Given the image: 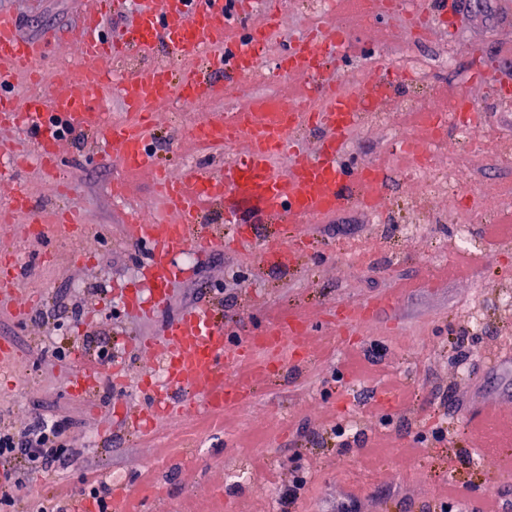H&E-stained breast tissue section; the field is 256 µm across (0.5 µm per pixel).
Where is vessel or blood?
I'll return each mask as SVG.
<instances>
[{
  "instance_id": "1",
  "label": "vessel or blood",
  "mask_w": 512,
  "mask_h": 512,
  "mask_svg": "<svg viewBox=\"0 0 512 512\" xmlns=\"http://www.w3.org/2000/svg\"><path fill=\"white\" fill-rule=\"evenodd\" d=\"M115 6V0H93L86 9L80 61L69 77L68 92L48 101L33 98L22 113L15 110L11 97L1 94L0 124L37 129L38 157L46 171L56 167L61 140L53 134L52 123L58 120L103 145L125 172L152 176L166 215L147 219L138 214L127 228L135 242L155 251L146 267L151 308L167 306L168 285L177 275L172 258L193 244L205 207L220 211L232 198L249 204L252 214L267 222L288 223V233L267 235L259 247L261 264L284 272L295 257L300 225L357 203L376 204L374 190L388 181V172L369 164L345 173L339 163L340 141L388 97L392 84L380 73L365 94L355 95L325 79L327 47L348 45L349 29L322 27L280 55L279 70L304 77L303 85L290 96L288 111L272 110L264 95L254 94L244 106L223 115L207 112V105L223 99L260 68L257 47L265 39V29H252L239 43L231 37L232 20H246L254 9L253 0H163L159 5L141 0L134 27L112 42L100 34L101 16ZM159 41L170 49L166 59L123 73V63L132 53ZM50 43L47 37L23 36L14 14L1 10L0 79L39 65ZM189 53L201 57L202 66L178 67L179 57ZM107 90L121 104L125 119L115 120L103 112L97 97ZM176 101L204 109L188 132L192 141L216 149L238 141L245 144V151L225 166L223 175L191 170L175 177L158 164L150 147L155 110ZM314 126L326 131L316 157L298 156L290 166L277 168L275 161L287 151L292 133ZM20 210L33 214L35 222L43 220L31 196L19 191L12 197L10 211L0 213V222L10 223L11 212ZM385 304L380 298L348 309L339 324L346 329L359 326ZM311 333L305 321H280L264 330L269 345L256 344L251 336L233 345L210 309L184 310L168 322L162 341L152 348L164 389L156 391L153 381L143 380L144 401L133 419L134 429L153 430L173 419L185 404L205 416L223 412L225 405L249 397L251 379L269 375L270 360L285 350L284 336H293L294 347L305 352ZM242 368L248 370V379L236 378Z\"/></svg>"
}]
</instances>
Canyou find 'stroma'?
Instances as JSON below:
<instances>
[{"label": "stroma", "instance_id": "obj_1", "mask_svg": "<svg viewBox=\"0 0 512 512\" xmlns=\"http://www.w3.org/2000/svg\"><path fill=\"white\" fill-rule=\"evenodd\" d=\"M462 2L454 35L436 30L420 41L405 34L397 18L365 26L355 9H342L352 41L331 55L326 72L341 83L377 59L412 51L433 65L426 101L441 110L465 88L483 114V128L473 132L480 152H470L457 130H449L465 194L453 206L440 200L434 222L417 237L401 233L394 217L354 207L303 225L311 248L279 273L260 265L254 239L280 231V224L254 223L247 238L210 218L192 245L193 263L170 286L168 306L142 319L126 307L125 294L136 289L149 295L140 271L153 250L126 240L124 229L138 212L162 211L146 176H124L99 157L89 137L75 135L63 141L54 178L34 161L0 178V203L19 187L37 209L65 204L86 218L76 231L51 224L30 239L0 223V248L17 255L24 268L18 287L0 292V342L12 348L0 362V425L21 429L40 417L65 418L67 439L81 452L69 467L24 472L26 490L14 512H32L78 488L85 474L112 489L132 490L141 512H280L278 489L287 484L297 453L310 482L293 512H341L350 502L356 512H438L452 481L501 496L512 512V310L499 303L502 288H512V166L500 158L502 148L512 146V108L496 104L500 88L512 87V15L500 12L495 0ZM90 3L0 0V7L17 14L24 36L50 30L61 38L42 65L64 78L75 65L74 32ZM328 22L327 14H313L298 0L287 9L274 47ZM451 40L462 49L444 69L439 55ZM475 61L486 73L479 84L471 81ZM274 64L267 56L266 76L232 90L213 111H232L254 93L288 96L298 78ZM160 113L153 149L173 173L229 161V150L182 137L199 118L197 107L164 106ZM392 140L387 127L361 126L344 143L341 159L349 167L368 162L389 168L392 176L381 192L402 205L426 188L403 179ZM123 176L129 190L116 202L111 185ZM483 196L501 200L487 219L470 208L471 199ZM491 223L505 225V232L489 238ZM457 224L472 225L481 241L462 274L455 270L459 254L448 244ZM217 236L223 246H209ZM386 294L396 296L395 305L377 311L367 325L338 329L336 312ZM190 306L215 310L237 340L274 321L312 323V357L281 361L270 379L256 383L247 409L230 405L219 418L187 411L148 435L135 434L130 415L142 400L137 377L153 360L145 344ZM75 307L80 316H72ZM475 311L481 322L472 321ZM452 333L477 338V355L458 359L448 343ZM103 339L128 369L124 384L112 385L107 364L97 358ZM374 344L385 358L371 366L365 354ZM348 359L356 362L354 371H344ZM81 367L100 373L83 396L72 389ZM336 421L360 436L364 448L340 450L327 431ZM436 426L447 431L446 441L430 439ZM399 462L404 470L388 481ZM232 464L249 470L250 481L228 480Z\"/></svg>", "mask_w": 512, "mask_h": 512}]
</instances>
